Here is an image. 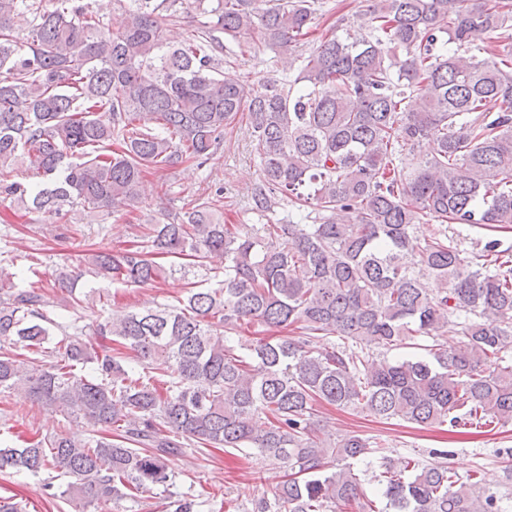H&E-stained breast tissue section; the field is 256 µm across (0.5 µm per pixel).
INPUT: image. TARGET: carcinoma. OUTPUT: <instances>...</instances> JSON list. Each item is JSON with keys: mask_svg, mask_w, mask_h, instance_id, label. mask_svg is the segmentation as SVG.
Masks as SVG:
<instances>
[{"mask_svg": "<svg viewBox=\"0 0 512 512\" xmlns=\"http://www.w3.org/2000/svg\"><path fill=\"white\" fill-rule=\"evenodd\" d=\"M180 3L127 0L114 30L87 0H0V194L50 215L133 205L147 170L205 163L245 112L262 171L253 210L278 190L306 223L262 238L203 202L128 248L78 254L56 278L75 309L90 307L85 274L159 284L224 256L218 287L192 282L174 305L88 332L51 317L41 287H18L15 259L0 258V394L92 427L84 440H0V473L57 469L62 494L119 501L173 485L167 460L188 446L245 448L293 470L253 512H336L366 498L353 462L380 445L331 442L318 406L420 427L511 423L512 258L488 243L467 259L441 225H512V0H367L357 30L252 93L217 57L223 39L286 57L316 0H195L197 35L173 43ZM475 30L488 44L470 47ZM451 318L460 340L445 350ZM244 324L267 335L231 345ZM395 347L429 357H375ZM383 467L385 504L368 512H502L478 474ZM170 507L200 503L178 493Z\"/></svg>", "mask_w": 512, "mask_h": 512, "instance_id": "carcinoma-1", "label": "carcinoma"}]
</instances>
